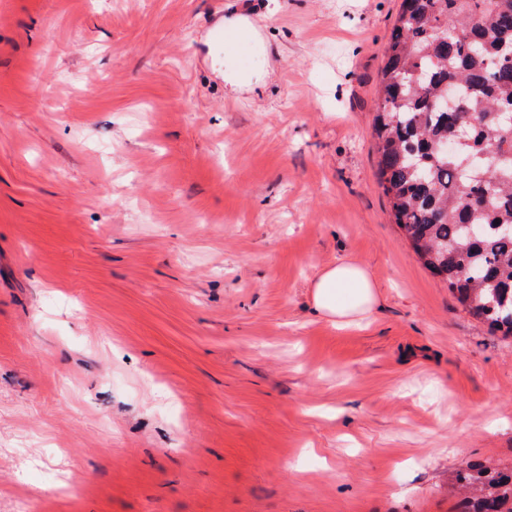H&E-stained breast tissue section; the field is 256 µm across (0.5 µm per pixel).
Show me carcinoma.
I'll return each mask as SVG.
<instances>
[{"label": "carcinoma", "mask_w": 512, "mask_h": 512, "mask_svg": "<svg viewBox=\"0 0 512 512\" xmlns=\"http://www.w3.org/2000/svg\"><path fill=\"white\" fill-rule=\"evenodd\" d=\"M454 82L458 106L433 102ZM373 133L395 223L474 317L512 335V0H402ZM489 153L481 168L465 161ZM466 512H512V474L458 475Z\"/></svg>", "instance_id": "carcinoma-1"}]
</instances>
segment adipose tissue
<instances>
[{
	"mask_svg": "<svg viewBox=\"0 0 512 512\" xmlns=\"http://www.w3.org/2000/svg\"><path fill=\"white\" fill-rule=\"evenodd\" d=\"M314 306L338 328H359L377 302L376 284L360 262L344 259L311 282Z\"/></svg>",
	"mask_w": 512,
	"mask_h": 512,
	"instance_id": "1",
	"label": "adipose tissue"
}]
</instances>
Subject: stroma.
I'll return each instance as SVG.
<instances>
[{
    "instance_id": "stroma-1",
    "label": "stroma",
    "mask_w": 512,
    "mask_h": 512,
    "mask_svg": "<svg viewBox=\"0 0 512 512\" xmlns=\"http://www.w3.org/2000/svg\"><path fill=\"white\" fill-rule=\"evenodd\" d=\"M400 3L0 0V512H458L512 470V336L379 185ZM345 258L362 329L311 301ZM217 37L224 42V60L234 54L240 45L247 43L254 44L257 42L256 34L247 23L244 24L238 19H224L222 28H217ZM309 288L316 310L341 329L361 328L378 300L369 271L352 259L325 267ZM346 292L350 300L343 297Z\"/></svg>"
}]
</instances>
